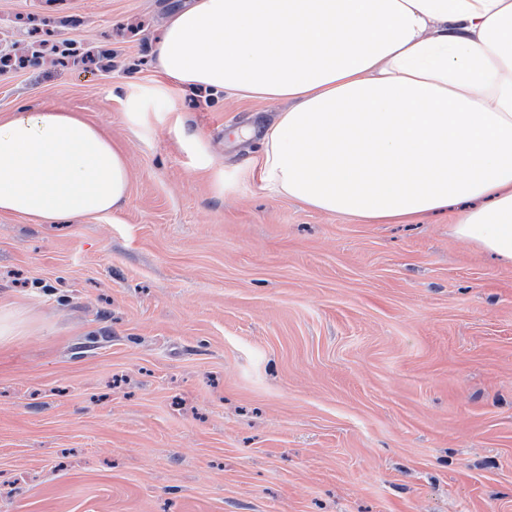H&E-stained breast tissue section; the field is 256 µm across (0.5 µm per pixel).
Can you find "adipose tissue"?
Here are the masks:
<instances>
[{"mask_svg":"<svg viewBox=\"0 0 512 512\" xmlns=\"http://www.w3.org/2000/svg\"><path fill=\"white\" fill-rule=\"evenodd\" d=\"M130 110L204 88L289 107L248 168L263 188L366 224L467 203L454 235L512 262V0H193ZM122 150L77 113L0 120V214L119 212Z\"/></svg>","mask_w":512,"mask_h":512,"instance_id":"ef3b65f1","label":"adipose tissue"}]
</instances>
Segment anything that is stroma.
Here are the masks:
<instances>
[{"label": "stroma", "mask_w": 512, "mask_h": 512, "mask_svg": "<svg viewBox=\"0 0 512 512\" xmlns=\"http://www.w3.org/2000/svg\"><path fill=\"white\" fill-rule=\"evenodd\" d=\"M190 0H0V118L125 154L117 218L0 216V512H512V264L240 170L281 101L132 123ZM232 182L220 188L221 179Z\"/></svg>", "instance_id": "35a3bbf8"}]
</instances>
